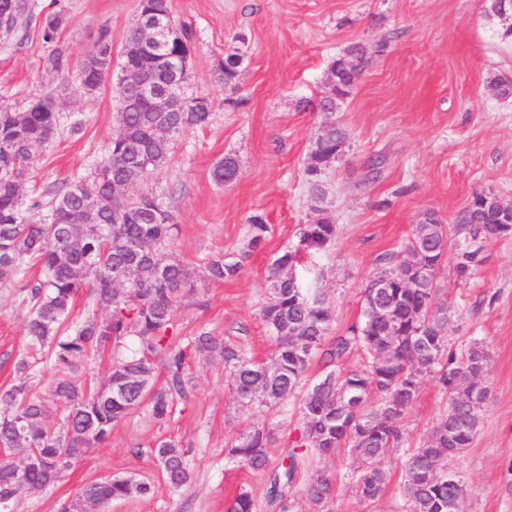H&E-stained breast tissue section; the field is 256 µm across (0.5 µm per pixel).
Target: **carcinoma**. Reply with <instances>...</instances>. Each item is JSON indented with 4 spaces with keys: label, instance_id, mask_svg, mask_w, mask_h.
Masks as SVG:
<instances>
[{
    "label": "carcinoma",
    "instance_id": "carcinoma-1",
    "mask_svg": "<svg viewBox=\"0 0 512 512\" xmlns=\"http://www.w3.org/2000/svg\"><path fill=\"white\" fill-rule=\"evenodd\" d=\"M35 0H0V12L14 15L10 37L0 40L3 50H16L28 38ZM171 18V0H138L137 16ZM67 23L62 11L47 13L41 24L44 43L52 46L48 63L52 71L69 72L70 49L60 40ZM386 42L354 43L334 59L329 72L337 80L336 109L358 84L342 62L356 57L362 67L383 51ZM191 29L178 26L170 47L149 51L142 58L123 60L122 66L141 68L145 81L160 90L173 86L171 56H192ZM112 63V34L104 27L85 54L89 84L100 89V75ZM242 55L233 49L219 62L218 73L229 90L236 89ZM121 101L123 130L108 145L105 159L91 179H78L54 191L51 221L26 222L22 204L25 184L34 164V144L54 136L59 125L57 100L52 94L33 98L20 111L0 105V283L19 284L23 299L31 306L25 326L29 348L55 371L45 395L36 394L27 378L35 363L27 357L15 364L19 382L0 389V512L18 496L37 493L60 481L80 454L95 444H106L112 427L144 409L156 421H167L177 406L188 404L193 378L186 372L188 352L220 358L232 376L231 390L237 406L254 415L288 405L302 387L312 357L321 354L323 370L298 403L301 427L287 448L271 460L272 434L263 423L239 434L228 445V458L267 475L265 507L289 512L292 490L314 457L322 458L341 445L349 446L360 466L352 480L363 503L377 501L388 483L380 462L403 445L399 422L417 399L421 382L435 375L447 398V410L431 436L411 449L404 460L401 489L402 512H448L460 505L464 488L448 472V460L468 447L482 423L489 399L487 370L490 353L486 344L473 340L457 351L450 346L448 323L452 307L440 297L437 285L405 288L410 269L402 260L383 256L372 277H384L388 287L364 289L360 318L335 337L331 347L321 349L332 318L329 299L305 287L297 273L301 256L284 251L271 265L266 280L270 301L261 316L274 342L268 361H256L239 345L199 331L183 338L177 335L175 316L184 298L198 285L236 278L241 262L224 255L209 258L202 272L167 262L162 251L169 241L171 215L155 203V196L142 191L136 196H113L117 184L144 185L170 160L172 136L188 128L209 124L208 99L198 98L190 108L157 112L143 94L141 84L115 85ZM349 133L343 124L318 128L306 161L339 157ZM322 167L305 168L314 197L325 192ZM499 211L486 206L475 194L460 208L450 224L440 219L413 225L404 244L406 255L419 256L431 264L444 260L455 247L457 275L469 277L478 262L476 251L460 255L469 241L481 244L512 235L498 223ZM253 236L249 246H258L268 231L262 216L249 218ZM336 238V224L322 215L305 224L299 239L311 242L308 253H318ZM87 292L94 310L76 322L71 333L60 334L72 313L76 297ZM386 308L391 320L379 316ZM107 354L111 366L99 383L84 378L82 364ZM359 356L350 369L342 362ZM164 368L163 384L156 383L158 368ZM359 395L350 409L346 396ZM64 405L66 415L57 423L47 413V402ZM28 423L19 435L16 420ZM61 461L57 469L33 466L18 475L14 455L19 449ZM167 482L174 488L192 478L190 450L180 441L166 438L151 450ZM336 484L327 474L311 479L306 495L313 512H324ZM153 491L148 479L115 478L110 483H87L78 498L62 505L60 512H108L114 501L147 497ZM258 504L247 492L236 495L225 512H257Z\"/></svg>",
    "mask_w": 512,
    "mask_h": 512
}]
</instances>
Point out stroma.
Segmentation results:
<instances>
[{"mask_svg":"<svg viewBox=\"0 0 512 512\" xmlns=\"http://www.w3.org/2000/svg\"><path fill=\"white\" fill-rule=\"evenodd\" d=\"M56 1L68 18L61 39L73 61L82 60L104 26L112 33V60L121 61L137 0ZM172 11L193 30L187 92L210 100L212 119L174 138L168 167L148 184L174 224L164 256L196 266L225 254L242 263L236 278L184 300L176 314L181 335L206 330L241 343L257 360L272 357L260 318L268 269L316 217L304 165L323 116L301 102L325 91L329 63L350 44L383 40L387 46L336 114L349 132L325 179L336 238L299 268L308 287L333 305L328 338L358 319L379 257L401 255L423 212L448 224L477 193L512 203V97L488 90L494 76L512 77V44L486 15L484 0H172ZM232 48L243 57L238 94L247 104L241 109L225 105L228 92L218 79L217 65ZM49 52L34 29L22 49L0 51V103L19 108L43 93L59 94L58 130L37 149L24 193L25 201L42 202L30 212L36 222L50 213L51 189L91 176L119 130L113 79L91 96L78 84L61 86L48 67ZM228 154L241 167L224 186L212 170ZM255 214L269 230L252 250ZM456 263L448 252L437 274L442 298L456 311L448 334L459 344L478 338L487 345L490 395L479 433L448 469L465 488L462 512H512V236L487 242L469 279L457 276ZM28 316L18 288L0 285V386L18 379L15 363L28 354ZM187 371L194 397L172 421L160 425L137 414L117 424L109 442L85 453L59 483L17 499L12 512H59L86 483L106 475L154 484L153 495L113 503L112 512H224L244 490L263 502V475L224 450L259 420L275 437L271 454L279 455L299 425L296 402L258 418L233 402L222 361L198 354ZM446 408L435 380L425 378L402 420L407 447L422 443ZM166 436L191 450L193 479L178 489L167 484L151 453ZM381 466L388 484L368 505L351 489L347 448L320 460L318 470L336 480L328 512H395L402 457L389 454Z\"/></svg>","mask_w":512,"mask_h":512,"instance_id":"stroma-1","label":"stroma"}]
</instances>
